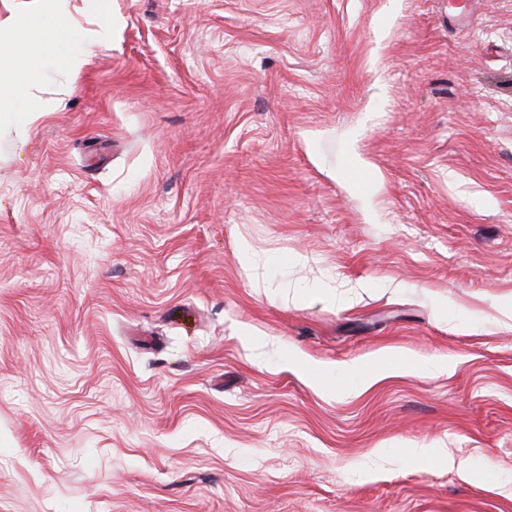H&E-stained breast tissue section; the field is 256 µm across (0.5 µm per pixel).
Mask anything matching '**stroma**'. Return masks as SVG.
I'll list each match as a JSON object with an SVG mask.
<instances>
[{"label": "stroma", "mask_w": 512, "mask_h": 512, "mask_svg": "<svg viewBox=\"0 0 512 512\" xmlns=\"http://www.w3.org/2000/svg\"><path fill=\"white\" fill-rule=\"evenodd\" d=\"M54 11L0 0L53 104L0 121V512H512V0Z\"/></svg>", "instance_id": "35a3bbf8"}]
</instances>
